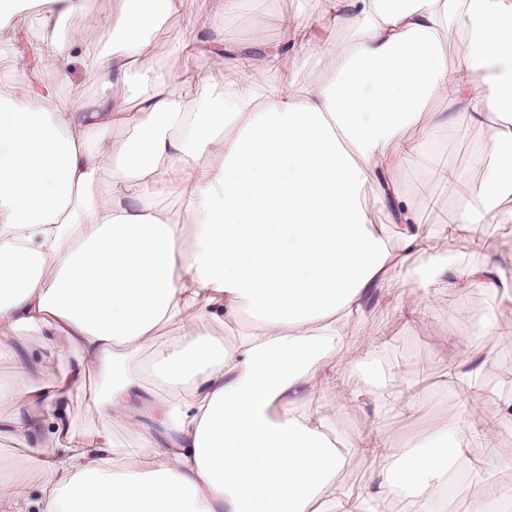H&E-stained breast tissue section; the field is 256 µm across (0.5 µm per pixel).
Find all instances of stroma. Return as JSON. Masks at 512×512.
<instances>
[{
  "mask_svg": "<svg viewBox=\"0 0 512 512\" xmlns=\"http://www.w3.org/2000/svg\"><path fill=\"white\" fill-rule=\"evenodd\" d=\"M192 10L210 49L223 47L222 62H215L209 49L194 57L192 63H185L188 29L183 17L174 14L150 33L155 44L150 68L179 71L191 65L195 72L213 76L221 92L238 83L242 63L247 59L264 65V79L270 85L285 75L301 84L320 83L335 67L334 61H322L315 53L303 51L289 53L275 66L266 64L267 50L285 38L286 22L293 18L316 21L320 0H264L259 9L241 0L238 8L221 20L214 16V0H193ZM68 74V79H61L57 60L44 58L34 88L41 93L45 108L63 104L72 81L84 84L88 95L97 94V86L79 61L71 62ZM493 135L488 125L466 132L440 128L423 146L420 156L404 165L401 187L426 232V250L413 257V267H420L430 256L451 266L487 258L499 263L512 256V224L488 225L481 246L466 231L448 229L459 202L474 196L486 176L485 169L471 164L470 147ZM445 165L461 173L455 188H447L435 175L436 169ZM425 299L431 303L426 318L411 320L403 315V308ZM492 316L497 319L496 325L475 335V325ZM372 330L379 333L373 352L368 349V333ZM466 344L478 351V371L465 401L482 402L487 422L497 430L494 446L512 448V426L501 422L505 403L512 396V310L506 309L501 295L479 289L449 296L439 277L419 285L394 278L360 310L346 316L342 335L326 357L329 365L339 367L341 382L317 394L301 395L296 407L325 415L329 435L342 448L359 444L368 436L398 444L412 437L428 444L436 427L455 425L459 419L448 370L458 364L460 349ZM408 391L417 395L419 403L413 411L405 412L393 399ZM27 446L24 437L0 432V468L32 487L37 485L39 474L28 462ZM475 459L488 460L487 474L456 485L455 495L446 502L443 512H476L479 505L512 492V460L492 456L485 448H463L462 464ZM385 465L380 457L347 455L338 481L348 493V501L319 502L318 512H344L350 502L364 504L367 512H411L412 496L378 491V474Z\"/></svg>",
  "mask_w": 512,
  "mask_h": 512,
  "instance_id": "1",
  "label": "stroma"
}]
</instances>
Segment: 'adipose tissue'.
<instances>
[{
  "instance_id": "adipose-tissue-1",
  "label": "adipose tissue",
  "mask_w": 512,
  "mask_h": 512,
  "mask_svg": "<svg viewBox=\"0 0 512 512\" xmlns=\"http://www.w3.org/2000/svg\"><path fill=\"white\" fill-rule=\"evenodd\" d=\"M124 2L115 25L93 0H41L47 18L76 10L103 29L102 50L77 34L61 44L53 32L36 48L64 70L80 52L105 90L98 100L75 84L47 112L26 93L27 70L0 81V365L13 370L0 403L16 405L8 426L30 440L41 476L33 489L0 478V512H315L318 500L345 497L346 451L322 417L297 411L295 395L310 381L335 387L324 358L340 315L412 275L426 237L399 189L403 157L440 127L495 125L476 145L488 168L479 197L460 204L455 222L477 238L484 225L512 223V126L502 118L512 112V0H323L317 22H289L267 54L315 50L337 60L330 79L270 85L247 65L219 93L211 77L160 71L133 109L122 94L131 63L153 58L149 30L188 14L192 0ZM339 26L360 33L344 54L312 34ZM455 30L470 37L452 64ZM176 81L194 86V107L168 98ZM437 100L447 117L430 111ZM116 124L134 131L119 146ZM207 152L215 163L198 168ZM103 169L112 191L102 200L92 187ZM171 195L194 211L193 235L157 208ZM374 209L399 225L395 239L373 226ZM422 275L452 292L503 284L488 259ZM242 317L252 332L234 349L208 331ZM172 322L179 341L156 346ZM22 329L72 354L52 384L11 343ZM145 350L174 398L150 396L128 370ZM93 373L102 379L93 408L151 450L138 470L113 468L111 432L72 425L71 395ZM435 437L423 451L412 440L397 451L384 440L360 447L397 461L382 470L381 490L419 486L413 512H436L462 448L490 441L468 418Z\"/></svg>"
}]
</instances>
